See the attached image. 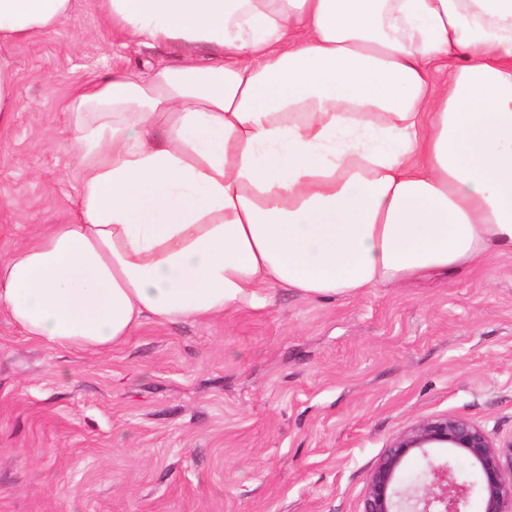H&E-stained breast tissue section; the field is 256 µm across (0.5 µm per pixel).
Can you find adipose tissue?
Returning a JSON list of instances; mask_svg holds the SVG:
<instances>
[{
	"label": "adipose tissue",
	"mask_w": 512,
	"mask_h": 512,
	"mask_svg": "<svg viewBox=\"0 0 512 512\" xmlns=\"http://www.w3.org/2000/svg\"><path fill=\"white\" fill-rule=\"evenodd\" d=\"M72 0H0V42ZM180 62L74 93L78 205L0 260L28 338L101 352L512 253V0H100ZM457 59L432 93V63Z\"/></svg>",
	"instance_id": "ef3b65f1"
}]
</instances>
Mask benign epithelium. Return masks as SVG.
Instances as JSON below:
<instances>
[{"instance_id":"7a95c632","label":"benign epithelium","mask_w":512,"mask_h":512,"mask_svg":"<svg viewBox=\"0 0 512 512\" xmlns=\"http://www.w3.org/2000/svg\"><path fill=\"white\" fill-rule=\"evenodd\" d=\"M434 448L466 457L481 478L483 512H512V437L495 441L475 422L444 415L422 420L397 436L369 474L362 512H467L472 488L460 480L450 459ZM428 461L424 479L402 482L407 460Z\"/></svg>"}]
</instances>
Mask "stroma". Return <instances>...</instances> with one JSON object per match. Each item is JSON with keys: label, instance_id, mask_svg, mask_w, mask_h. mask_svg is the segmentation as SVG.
<instances>
[{"label": "stroma", "instance_id": "35a3bbf8", "mask_svg": "<svg viewBox=\"0 0 512 512\" xmlns=\"http://www.w3.org/2000/svg\"><path fill=\"white\" fill-rule=\"evenodd\" d=\"M0 56L18 99L0 132L2 259L73 217L75 90L177 54L73 0ZM446 414L512 435V253L352 297L271 288L102 352L28 339L0 312V512H360L390 442Z\"/></svg>", "mask_w": 512, "mask_h": 512}]
</instances>
